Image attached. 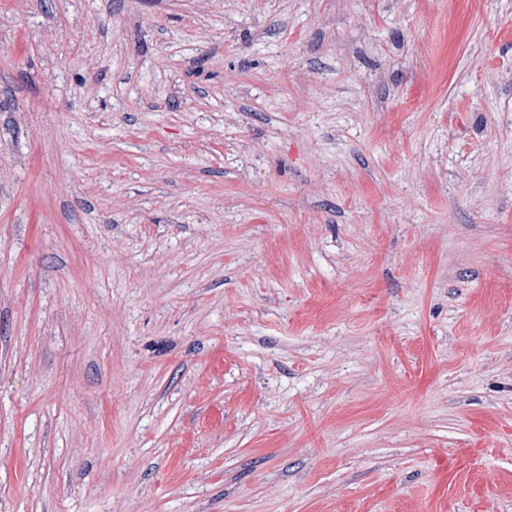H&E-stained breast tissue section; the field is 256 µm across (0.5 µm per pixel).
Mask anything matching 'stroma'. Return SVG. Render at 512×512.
<instances>
[{"label":"stroma","instance_id":"1","mask_svg":"<svg viewBox=\"0 0 512 512\" xmlns=\"http://www.w3.org/2000/svg\"><path fill=\"white\" fill-rule=\"evenodd\" d=\"M0 512H512V0H0Z\"/></svg>","mask_w":512,"mask_h":512}]
</instances>
